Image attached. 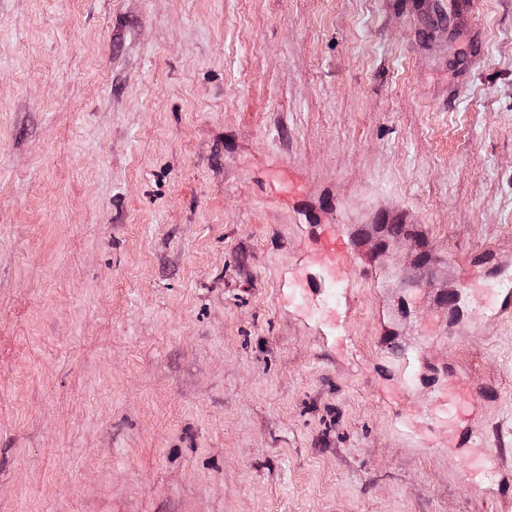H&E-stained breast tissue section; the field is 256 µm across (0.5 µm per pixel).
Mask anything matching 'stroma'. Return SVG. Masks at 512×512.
I'll return each mask as SVG.
<instances>
[{
	"instance_id": "stroma-1",
	"label": "stroma",
	"mask_w": 512,
	"mask_h": 512,
	"mask_svg": "<svg viewBox=\"0 0 512 512\" xmlns=\"http://www.w3.org/2000/svg\"><path fill=\"white\" fill-rule=\"evenodd\" d=\"M418 2L0 0V512H512V0ZM351 238L344 236L338 226L330 225L321 239V249L325 255V273L329 283L338 288H347L350 280L349 268L355 261V247ZM439 403L443 415L437 419L448 430L449 443L455 437L458 422L469 409L474 411L473 393L463 381H456L448 384L439 396ZM467 448H456L465 452L466 469L464 475L466 478H473L484 474L490 461L485 447V436L476 430H471L467 441Z\"/></svg>"
}]
</instances>
